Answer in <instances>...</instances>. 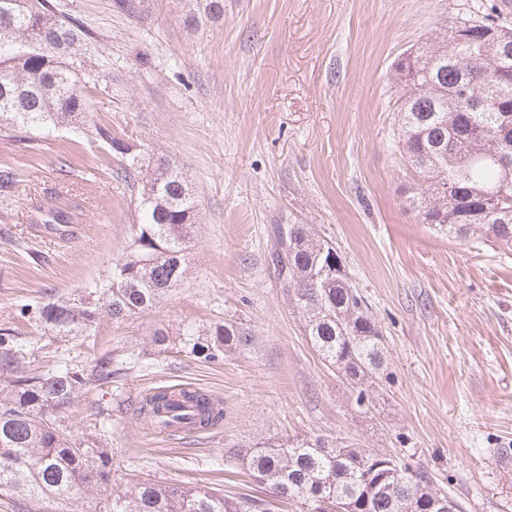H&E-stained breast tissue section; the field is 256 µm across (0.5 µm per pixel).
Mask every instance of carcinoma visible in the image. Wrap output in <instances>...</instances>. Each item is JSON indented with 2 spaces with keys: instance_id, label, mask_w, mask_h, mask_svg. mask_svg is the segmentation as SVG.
<instances>
[{
  "instance_id": "cac0c4a2",
  "label": "carcinoma",
  "mask_w": 512,
  "mask_h": 512,
  "mask_svg": "<svg viewBox=\"0 0 512 512\" xmlns=\"http://www.w3.org/2000/svg\"><path fill=\"white\" fill-rule=\"evenodd\" d=\"M454 27L421 45L399 66L402 95L397 108L399 144L408 166L427 188L417 192L419 213L441 232H482L512 244V166L496 156L512 151L498 130L512 114V44L498 57L480 42L453 44ZM82 30L57 15L49 0H0V126L16 137L57 127L89 113L79 52ZM481 99L474 109L471 102ZM139 224L130 252L116 261L112 277L81 296L20 309L59 336H92L103 318L115 322L153 308L178 287L187 270V240L197 213L191 186L170 160L160 157L141 177ZM276 264L306 336L318 355L336 369L367 414L374 396L365 385L384 365L382 332L351 279L320 276L334 247L305 224L276 225ZM181 347L217 360L246 347L251 336L232 319L210 328L187 327ZM112 378L110 362L87 377L58 362L46 370L27 366L17 336L0 328V494L31 500L111 502L103 512H271L262 499L236 498L205 487L161 484L131 474L112 488V452L77 439L65 425L66 412L89 381ZM139 414L155 429L190 420L209 429L224 409L200 391L172 395L158 390ZM242 469L301 512H435L439 498L461 505L437 488L430 474L392 457L378 458L325 439L268 443L242 458Z\"/></svg>"
}]
</instances>
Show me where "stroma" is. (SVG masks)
<instances>
[{"label": "stroma", "instance_id": "1", "mask_svg": "<svg viewBox=\"0 0 512 512\" xmlns=\"http://www.w3.org/2000/svg\"><path fill=\"white\" fill-rule=\"evenodd\" d=\"M77 20L91 123L187 176L197 225L180 286L152 308L58 336L22 306L76 297L129 252L138 194L122 156L86 126L18 140L0 132V169L17 178L0 202V328L28 361L92 371L66 424L112 450V485L130 471L168 485L272 499L225 471L254 448L321 437L426 469L464 512H512V247L423 223L418 186L397 137L396 64L436 31L493 10L512 28V0H54ZM42 224L40 208L68 209ZM274 224H306L332 243L381 330L376 408L304 335L271 261ZM232 318L250 347L209 361L177 333ZM170 334L167 350L152 342ZM185 384L224 403V419L165 436L135 409L158 387Z\"/></svg>", "mask_w": 512, "mask_h": 512}]
</instances>
